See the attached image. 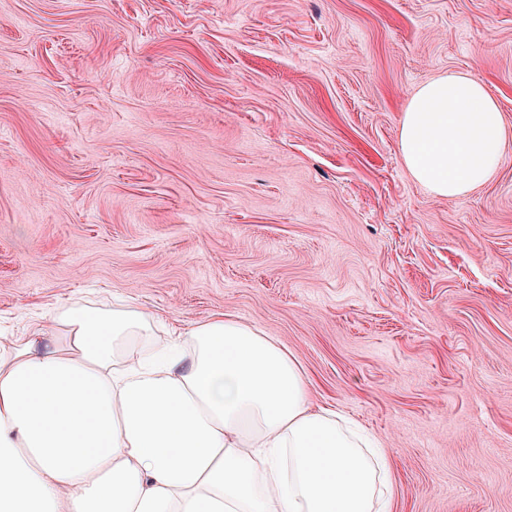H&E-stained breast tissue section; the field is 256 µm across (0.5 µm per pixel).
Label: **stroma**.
Instances as JSON below:
<instances>
[{
  "label": "stroma",
  "mask_w": 512,
  "mask_h": 512,
  "mask_svg": "<svg viewBox=\"0 0 512 512\" xmlns=\"http://www.w3.org/2000/svg\"><path fill=\"white\" fill-rule=\"evenodd\" d=\"M453 73L507 137L448 199L399 125ZM115 298L276 337L392 512H512V0H0V334Z\"/></svg>",
  "instance_id": "obj_1"
}]
</instances>
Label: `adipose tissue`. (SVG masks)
<instances>
[{
	"mask_svg": "<svg viewBox=\"0 0 512 512\" xmlns=\"http://www.w3.org/2000/svg\"><path fill=\"white\" fill-rule=\"evenodd\" d=\"M496 98L450 74L401 117L410 175L461 198L501 160ZM52 330L0 336V512H391V462L314 404L297 357L222 314L62 305Z\"/></svg>",
	"mask_w": 512,
	"mask_h": 512,
	"instance_id": "ef3b65f1",
	"label": "adipose tissue"
}]
</instances>
